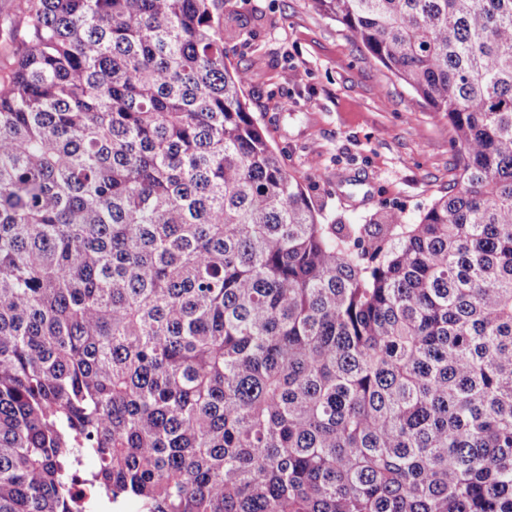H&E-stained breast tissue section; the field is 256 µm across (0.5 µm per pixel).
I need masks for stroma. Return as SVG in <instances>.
Instances as JSON below:
<instances>
[{
  "mask_svg": "<svg viewBox=\"0 0 512 512\" xmlns=\"http://www.w3.org/2000/svg\"><path fill=\"white\" fill-rule=\"evenodd\" d=\"M224 53L247 70L249 110L326 224L400 212L415 223L455 177L441 114L311 0H224ZM304 71L296 81V71Z\"/></svg>",
  "mask_w": 512,
  "mask_h": 512,
  "instance_id": "1",
  "label": "stroma"
}]
</instances>
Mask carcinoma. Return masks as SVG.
<instances>
[{
	"instance_id": "obj_1",
	"label": "carcinoma",
	"mask_w": 512,
	"mask_h": 512,
	"mask_svg": "<svg viewBox=\"0 0 512 512\" xmlns=\"http://www.w3.org/2000/svg\"><path fill=\"white\" fill-rule=\"evenodd\" d=\"M312 3L448 119L415 224L320 222L224 0L15 5L0 512H512V0Z\"/></svg>"
}]
</instances>
